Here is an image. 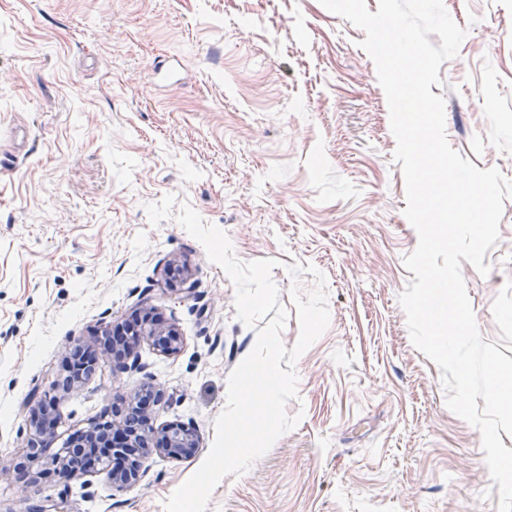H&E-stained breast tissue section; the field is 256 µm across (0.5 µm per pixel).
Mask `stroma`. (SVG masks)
<instances>
[{
  "instance_id": "1",
  "label": "stroma",
  "mask_w": 512,
  "mask_h": 512,
  "mask_svg": "<svg viewBox=\"0 0 512 512\" xmlns=\"http://www.w3.org/2000/svg\"><path fill=\"white\" fill-rule=\"evenodd\" d=\"M467 34L439 70L451 147L512 180V0H444ZM364 32L319 0H0V456L25 451L34 391L63 379L70 340L94 342L138 308L182 335L141 370L98 365L61 396L55 448L151 384L156 425L193 428L187 459L148 460L114 489L106 472L28 489L0 480V512L28 498L64 512H165L206 458L227 378L256 332L235 290L177 221L191 206L244 262L276 259L299 335L288 265L327 278L330 323L298 358L301 414L207 512H497L479 431L448 409L440 369L412 344L398 297L418 244ZM487 275L463 264L484 341L512 279V199ZM187 264V280L164 274Z\"/></svg>"
}]
</instances>
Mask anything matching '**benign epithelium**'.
<instances>
[{
  "mask_svg": "<svg viewBox=\"0 0 512 512\" xmlns=\"http://www.w3.org/2000/svg\"><path fill=\"white\" fill-rule=\"evenodd\" d=\"M125 333L121 348H108L101 343L78 342L69 350L73 353L85 350L92 354L93 363L104 362L112 366V372L124 373L139 368L137 348L141 341L149 340L164 353H174L179 349L182 336L173 325L161 326L153 318L152 311L143 308L136 312L132 320L119 327ZM84 367L75 368L71 382L62 387L53 382L50 391L38 397L31 404L30 437L27 451L34 448H47L57 438L58 417L56 414L57 392L75 393L84 385ZM142 394L134 393L118 396L112 400V419L106 422H92L84 430L70 436L62 451L53 456L48 465L66 485L79 477L96 472L97 466L108 468L107 474L112 487L122 490L139 478L143 463L153 457L189 458L199 442L195 431L181 424L155 426L153 411L146 408L140 411V421L130 423L126 414L137 408ZM18 459L0 458V479L14 477L17 481L29 484L37 480L35 476H17Z\"/></svg>",
  "mask_w": 512,
  "mask_h": 512,
  "instance_id": "obj_1",
  "label": "benign epithelium"
}]
</instances>
